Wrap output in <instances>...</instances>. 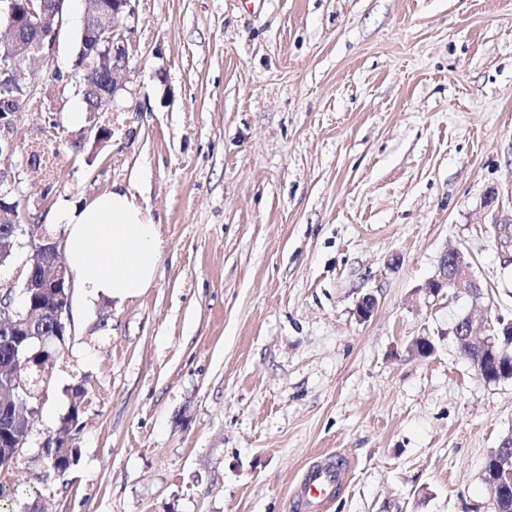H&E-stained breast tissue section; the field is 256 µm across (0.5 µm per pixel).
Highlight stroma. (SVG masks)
<instances>
[{
    "instance_id": "35a3bbf8",
    "label": "stroma",
    "mask_w": 512,
    "mask_h": 512,
    "mask_svg": "<svg viewBox=\"0 0 512 512\" xmlns=\"http://www.w3.org/2000/svg\"><path fill=\"white\" fill-rule=\"evenodd\" d=\"M87 8L69 0L12 117L0 187L61 238L62 209L131 188L162 249L140 296L73 288L0 471L10 512H291L326 454L350 463L329 512H490L512 382L448 331L512 318V0H138L131 69L97 113L70 79ZM453 247L479 303L419 292ZM417 336L432 356L408 353ZM78 380L81 456L59 476L42 448Z\"/></svg>"
}]
</instances>
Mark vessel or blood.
<instances>
[{"label":"vessel or blood","mask_w":512,"mask_h":512,"mask_svg":"<svg viewBox=\"0 0 512 512\" xmlns=\"http://www.w3.org/2000/svg\"><path fill=\"white\" fill-rule=\"evenodd\" d=\"M349 465L340 456L314 460L303 471L293 492L296 512H325L345 485Z\"/></svg>","instance_id":"vessel-or-blood-1"}]
</instances>
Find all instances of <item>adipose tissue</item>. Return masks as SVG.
<instances>
[{
    "label": "adipose tissue",
    "instance_id": "obj_1",
    "mask_svg": "<svg viewBox=\"0 0 512 512\" xmlns=\"http://www.w3.org/2000/svg\"><path fill=\"white\" fill-rule=\"evenodd\" d=\"M69 269L91 298L122 301L156 278L161 242L156 224L130 190H115L63 209Z\"/></svg>",
    "mask_w": 512,
    "mask_h": 512
}]
</instances>
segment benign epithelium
Instances as JSON below:
<instances>
[{
  "label": "benign epithelium",
  "instance_id": "1",
  "mask_svg": "<svg viewBox=\"0 0 512 512\" xmlns=\"http://www.w3.org/2000/svg\"><path fill=\"white\" fill-rule=\"evenodd\" d=\"M88 8L80 28L81 78L76 83L77 92L92 112L99 111L96 102L100 98L112 100L122 89V74L128 72L133 58V26L137 0H88ZM67 0H0V14L6 16L9 42L0 45L8 54L11 65L0 68V123L6 115L22 111L29 100L31 84L20 79L34 75L53 58L60 30L66 21ZM46 29L34 36H25L23 31L30 25ZM29 64L23 70L21 62ZM0 226L6 227L0 235V268L9 264V252L27 246L32 255H45L49 260H32L23 281L20 294L24 305L16 303L14 288L0 289V328L13 334L26 336H65L71 327L69 318L71 299L46 307L29 303L30 293L40 288L71 289V276L66 265L60 261L62 240L48 238L43 232L36 234L22 227L18 213V202L9 193L0 194ZM425 298L465 295L478 301L482 289L474 275L470 257L461 249L445 251L438 259L435 274L421 287ZM377 307V298L371 293L363 295L357 303L359 320L369 319ZM497 324L501 330L512 335V318L497 316L476 325L468 315L460 318L450 328L458 347L468 346L496 361L507 354V347L499 348L490 341L487 329ZM436 351V344L429 336H417L408 345V352L419 358H427ZM475 372L482 378L489 375L476 364ZM495 382L512 381V362L499 364L497 372L489 376ZM497 466L486 475L493 490L502 493L512 491V431L501 438L496 448Z\"/></svg>",
  "mask_w": 512,
  "mask_h": 512
}]
</instances>
